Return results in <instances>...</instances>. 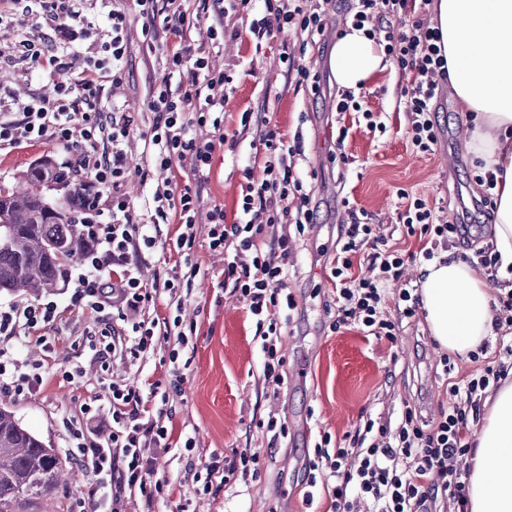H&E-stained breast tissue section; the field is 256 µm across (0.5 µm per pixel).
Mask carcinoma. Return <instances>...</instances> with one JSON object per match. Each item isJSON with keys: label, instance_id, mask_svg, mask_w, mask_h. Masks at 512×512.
I'll list each match as a JSON object with an SVG mask.
<instances>
[{"label": "carcinoma", "instance_id": "1", "mask_svg": "<svg viewBox=\"0 0 512 512\" xmlns=\"http://www.w3.org/2000/svg\"><path fill=\"white\" fill-rule=\"evenodd\" d=\"M59 178L50 159L30 166L24 187L0 194V290L39 296L56 287L66 274L65 258L86 249L76 224L66 213L49 207L35 186L41 174ZM65 465L57 449L45 445L16 419L10 406L0 405V512H13L22 498L52 494Z\"/></svg>", "mask_w": 512, "mask_h": 512}]
</instances>
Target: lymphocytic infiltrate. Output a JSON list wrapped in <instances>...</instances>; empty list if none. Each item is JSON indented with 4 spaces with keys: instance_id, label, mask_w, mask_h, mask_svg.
I'll return each mask as SVG.
<instances>
[{
    "instance_id": "f902f5d3",
    "label": "lymphocytic infiltrate",
    "mask_w": 512,
    "mask_h": 512,
    "mask_svg": "<svg viewBox=\"0 0 512 512\" xmlns=\"http://www.w3.org/2000/svg\"><path fill=\"white\" fill-rule=\"evenodd\" d=\"M24 10L44 19L58 40L70 44L87 43V67L79 80L60 83L52 95H32L22 99L0 96V149L27 141L53 142L61 149L62 168L84 170L87 181L80 185L84 198L80 223L89 248L85 253L86 273L74 287L72 304L81 310L102 315L106 307L120 310L132 321L130 354L150 348L157 324L140 318L143 304L171 291L181 280L173 273L162 286L147 287L140 278V266L130 255L141 246L151 245L150 224L178 220L180 234L174 248L191 265L190 251L196 239V213L199 195L191 188H178L164 182L151 201L149 224L135 223L131 208L120 188L126 174L125 155L119 147L130 118L104 96L105 78L120 80L117 68L127 50L126 15L110 10V27L105 33L92 29L77 32L66 26L69 18L79 17V0H12ZM145 19V30L179 37L178 48L168 52L166 63L177 85L163 84L153 94L149 109L155 114L148 146L156 167L170 169L175 159L191 154L195 174L205 178L211 171L217 147L236 150L237 140L224 132V89L230 79L213 70L207 58L192 57L184 37L192 25L181 0H135ZM401 16L398 30L383 35V49L396 62L405 84L401 90L403 108L409 117L408 132L419 152L432 151L438 142L440 123L435 103L440 95L439 76L445 75V60L439 46L440 33L425 26L416 16L415 0H358L351 24L368 28L377 35L378 22ZM294 27L307 38L323 34L325 24L319 0H263L261 17L252 19L249 31L256 40L272 39L284 27ZM28 61L46 74L65 67L57 52L45 48L42 36L23 37L14 46L0 48V64L13 57ZM198 103L194 117H185L187 105ZM211 127L210 137L197 136L200 127ZM264 148V177L247 180L239 203L240 218L227 223L224 210L213 207L208 213L209 247L224 254V284L238 293L248 312L262 330L264 380L271 391L284 382V360L278 354L280 329L270 320L271 312L291 319L296 309L288 290L293 265L294 243L287 234L277 232L280 224L294 225L304 233L315 223L311 195L296 178L293 160L301 153L300 138L286 140L277 127L266 126L260 135ZM112 188L109 204H102L103 188ZM407 235L418 236L425 245L418 251L423 260L435 256L436 243L467 233L463 224H450L437 218L426 201L409 197L399 215ZM341 243L332 274L336 290V327L353 326L366 335L394 339L395 326L381 315L386 284L398 277L403 260L398 251L386 249L383 239L374 236L371 225L358 220L341 225ZM367 250V259L379 267L375 278L351 274L352 254ZM58 317L54 301L34 304L22 300L0 307V390H34L46 375L42 365H18L14 351L18 345L36 338L46 343V326ZM448 373L449 405L432 428H424L415 409H405L396 427L378 426L366 420L356 430L350 446L316 448L315 455L327 470L326 484L333 499L332 512H350L352 500L366 498L371 512H429L438 499H452L457 512H467L463 462L473 448L468 438L470 413L479 412L478 391L490 383L504 380L512 368L506 363L485 366L475 377L454 379L451 363ZM146 404L136 390L112 388L114 428L108 440L101 441L86 424L69 427L72 444L80 462L90 468L94 483L82 505L84 512H119L125 489L143 484L154 469V446L167 439L162 418L146 419ZM355 457L346 466L347 457Z\"/></svg>"
}]
</instances>
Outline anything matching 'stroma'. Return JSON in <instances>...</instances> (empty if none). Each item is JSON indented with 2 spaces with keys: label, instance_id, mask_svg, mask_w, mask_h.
Returning <instances> with one entry per match:
<instances>
[{
  "label": "stroma",
  "instance_id": "stroma-1",
  "mask_svg": "<svg viewBox=\"0 0 512 512\" xmlns=\"http://www.w3.org/2000/svg\"><path fill=\"white\" fill-rule=\"evenodd\" d=\"M353 0H329L325 5V32L316 44L304 43L294 30L259 43L249 34L250 16L229 15L227 28L239 29V38L213 44L209 19L195 21L187 34L192 48L205 52L212 68L232 79L224 99V131L238 142L235 163L216 150L207 181L197 184L191 158H183L167 171L156 169L145 141L154 114L148 109L153 88L167 80L169 71L161 50L151 45L143 31L144 19L134 0H82L74 28L109 27L108 12L126 14L127 51L119 67L122 79L105 86L109 100L130 113L132 121L122 139L129 173L122 193L133 215L147 223L145 205L158 183L177 186L200 185L193 262L197 273L190 289H178L181 307L149 304L146 319L179 318L187 339L154 340L139 356L119 353L100 361L86 338L101 329L89 312L71 305L72 279L84 270L83 259L67 267L68 286L47 292L58 304V317L48 334L49 346L30 344L17 358L20 363H40L49 372L43 385L20 394L6 393L20 424L47 446L65 448L66 421L85 415L98 434L112 431V384L139 390L149 397V382H156L166 395L170 447L160 450L147 484L164 482L155 512H327L328 497L306 504L305 473L314 458V445L321 435L332 443L353 433L361 417L399 416L405 407L421 409L428 422H436L449 401L448 378L441 359L445 354L432 336L424 316L400 323L395 340L376 338L353 327L333 330L336 318V285L331 269L342 215L341 199L349 197L359 213L374 224L377 235L406 255L398 282L392 283L385 304L390 319L398 317L397 298L402 285H418L422 260L410 259L417 250L416 237L407 235L398 222L404 206L400 190L420 196L436 215L461 218L471 224L474 247L490 242L489 227L469 207L473 196L487 193L480 169L464 151L469 122L458 112L451 90H444L436 106L440 134L434 150L417 152L407 137V117L400 102V75L394 62L364 84L360 101L386 133L374 134L359 124L355 112L337 114L338 87L330 56L345 27ZM319 74L321 92L296 88L294 75L280 62L281 52ZM65 70L49 78L15 62L0 67V92L20 97L49 94L54 81L71 82L86 67V55L73 47ZM245 111L263 112L286 137L302 135L303 154L295 170L312 188L316 224L296 239L294 273L288 289L297 309L281 328L278 347L285 359L284 383L271 395L263 381V352L256 322L244 302L224 288V256L212 251L207 238V214L223 207L227 223H234L241 199L244 170L262 177L263 163L254 148L260 128L242 126ZM349 130L344 152L346 166L330 158L339 126ZM60 150L52 143L28 142L0 150V190L18 187L19 175L42 158L58 160ZM174 224L160 225L153 247L144 249L140 265L145 284L165 280L178 255L173 242ZM80 367L74 379H63V371ZM276 418L287 430L274 437L264 423ZM261 452L264 466L256 480L226 486L224 460L234 452ZM68 479L50 496L18 501L16 512H79L80 500L89 488L90 474L75 457H68Z\"/></svg>",
  "mask_w": 512,
  "mask_h": 512
}]
</instances>
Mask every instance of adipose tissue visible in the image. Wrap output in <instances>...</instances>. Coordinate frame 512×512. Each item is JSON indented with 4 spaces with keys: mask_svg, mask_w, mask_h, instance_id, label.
<instances>
[{
    "mask_svg": "<svg viewBox=\"0 0 512 512\" xmlns=\"http://www.w3.org/2000/svg\"><path fill=\"white\" fill-rule=\"evenodd\" d=\"M432 22L441 34L458 108L474 117L466 148L495 177L496 273L453 258L434 260L421 271L432 335L441 347L464 356L494 333L491 278L512 282V0H433ZM383 60L375 40L348 28L331 58L337 85L362 87L383 70ZM484 404L478 447L467 466V509L512 512V383L488 395Z\"/></svg>",
    "mask_w": 512,
    "mask_h": 512,
    "instance_id": "1",
    "label": "adipose tissue"
}]
</instances>
